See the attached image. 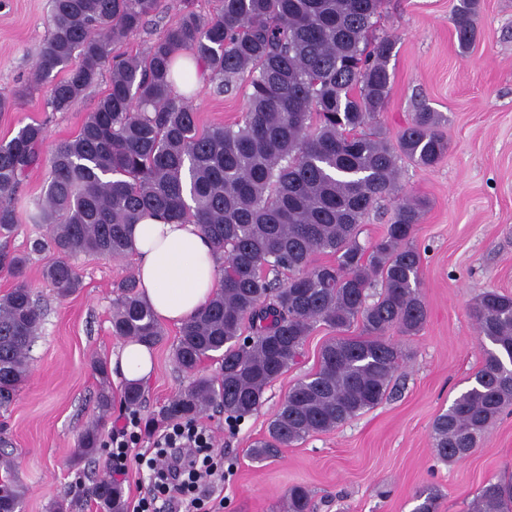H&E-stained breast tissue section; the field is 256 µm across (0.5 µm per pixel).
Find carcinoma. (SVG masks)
<instances>
[{"mask_svg":"<svg viewBox=\"0 0 512 512\" xmlns=\"http://www.w3.org/2000/svg\"><path fill=\"white\" fill-rule=\"evenodd\" d=\"M143 54H113L161 12L163 0H49L50 30L34 83L49 85L47 107L66 112L111 69L108 89L78 133L52 148L43 124L0 142V235L19 224L14 199L28 171L47 162L33 224L49 228L57 259L45 279L66 297L81 280L71 259L131 252L129 228L146 212L194 223L224 252L223 286L178 331L173 355L189 374L219 354L218 377L199 376L167 406L170 421L192 422L213 407L234 427L256 413L271 383L297 363L314 324L336 330L318 367L289 391L251 454L264 459L312 434L330 432L383 402L406 354L394 335L415 336L427 311L413 244L425 204L405 200L371 246L359 241L365 215L396 190L398 160L435 165L448 151L437 112H417L391 139L371 128L391 86L394 42L368 38L384 0H219L203 17L187 5ZM479 0H458L452 18L460 47L475 41ZM204 66L221 94L247 80L243 123L198 125L172 92L176 54ZM327 255L332 262L317 264ZM28 257L0 255L16 279L0 297V407L29 374L42 312L25 278ZM381 282L373 301L369 290ZM112 311V333L151 347L165 332L127 280ZM483 362L471 386L432 428L437 456H468L512 407V296L483 292L471 310ZM357 325L360 333L344 332ZM144 389L129 384L128 407ZM98 419L78 440V459L103 451L102 421L112 409L103 387ZM0 457V512H20L25 489ZM100 512H124L122 486L101 478L87 488ZM424 490L414 512H436ZM283 512H313L303 485L288 489ZM468 512H512V474L488 481Z\"/></svg>","mask_w":512,"mask_h":512,"instance_id":"carcinoma-1","label":"carcinoma"}]
</instances>
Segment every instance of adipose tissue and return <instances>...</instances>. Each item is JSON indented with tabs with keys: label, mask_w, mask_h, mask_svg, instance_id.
Here are the masks:
<instances>
[{
	"label": "adipose tissue",
	"mask_w": 512,
	"mask_h": 512,
	"mask_svg": "<svg viewBox=\"0 0 512 512\" xmlns=\"http://www.w3.org/2000/svg\"><path fill=\"white\" fill-rule=\"evenodd\" d=\"M132 237L138 291L159 323H184L220 288L224 256L199 225L168 224L147 214L133 225ZM110 367L123 383L146 384L153 351L127 339L113 352Z\"/></svg>",
	"instance_id": "1"
}]
</instances>
